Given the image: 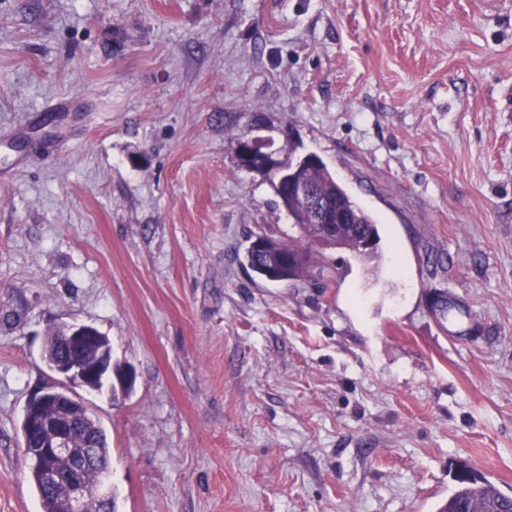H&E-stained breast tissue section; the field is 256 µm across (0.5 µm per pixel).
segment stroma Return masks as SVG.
<instances>
[{
  "instance_id": "obj_1",
  "label": "stroma",
  "mask_w": 512,
  "mask_h": 512,
  "mask_svg": "<svg viewBox=\"0 0 512 512\" xmlns=\"http://www.w3.org/2000/svg\"><path fill=\"white\" fill-rule=\"evenodd\" d=\"M67 111H55L59 100ZM56 116V137L41 121ZM0 512L60 323L135 371L89 393L118 512H437L512 496V0H0ZM247 137L320 156L382 266L298 236ZM456 482L455 489L439 507L438 512H468L469 507L476 511L496 512H508L512 509V498L502 494L487 480L472 476L470 480L456 479Z\"/></svg>"
}]
</instances>
